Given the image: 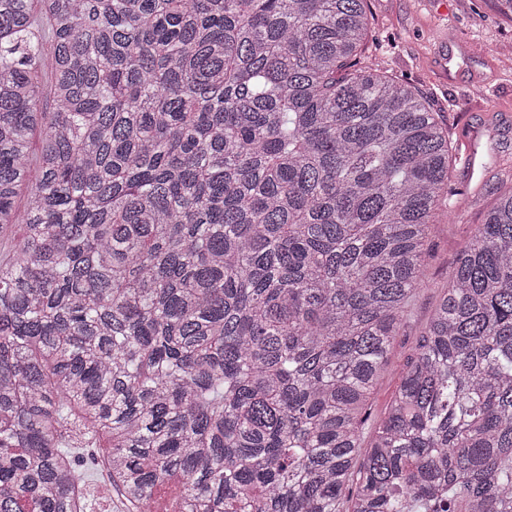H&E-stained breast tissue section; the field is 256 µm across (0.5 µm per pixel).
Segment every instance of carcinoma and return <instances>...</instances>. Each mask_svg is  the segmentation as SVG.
Instances as JSON below:
<instances>
[{
  "mask_svg": "<svg viewBox=\"0 0 512 512\" xmlns=\"http://www.w3.org/2000/svg\"><path fill=\"white\" fill-rule=\"evenodd\" d=\"M371 31L368 0H0V512H88L79 448L127 512L173 477L172 512H512V177L363 444L459 194Z\"/></svg>",
  "mask_w": 512,
  "mask_h": 512,
  "instance_id": "1",
  "label": "carcinoma"
}]
</instances>
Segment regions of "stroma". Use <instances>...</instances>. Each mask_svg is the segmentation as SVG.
I'll return each instance as SVG.
<instances>
[{
  "instance_id": "stroma-1",
  "label": "stroma",
  "mask_w": 512,
  "mask_h": 512,
  "mask_svg": "<svg viewBox=\"0 0 512 512\" xmlns=\"http://www.w3.org/2000/svg\"><path fill=\"white\" fill-rule=\"evenodd\" d=\"M370 10L375 18L370 52L376 62L422 89L459 148L491 146L500 160L477 173L461 164L454 169L459 193L452 202L464 219L430 231L429 284L416 296L369 398L368 414L375 423L388 411L458 253L493 202L492 187L512 169V67H504L497 56L498 47L512 44V17L498 12L493 0H370ZM79 457L91 479V512H124L95 449H80Z\"/></svg>"
}]
</instances>
